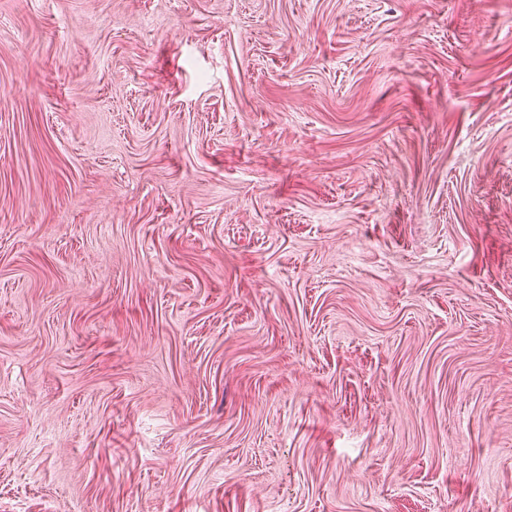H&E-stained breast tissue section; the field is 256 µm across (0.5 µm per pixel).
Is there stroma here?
Here are the masks:
<instances>
[{
  "instance_id": "1",
  "label": "stroma",
  "mask_w": 512,
  "mask_h": 512,
  "mask_svg": "<svg viewBox=\"0 0 512 512\" xmlns=\"http://www.w3.org/2000/svg\"><path fill=\"white\" fill-rule=\"evenodd\" d=\"M0 512H512V0H0Z\"/></svg>"
}]
</instances>
